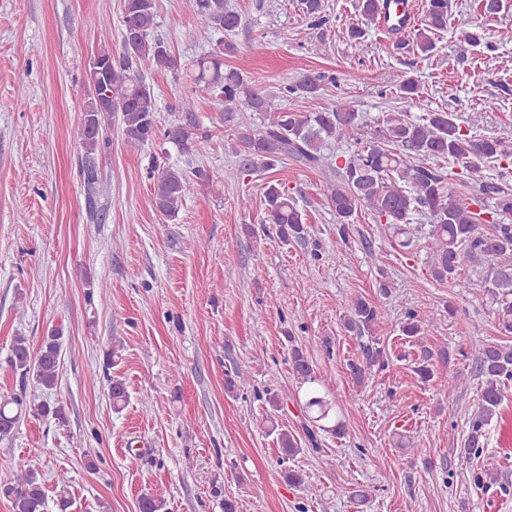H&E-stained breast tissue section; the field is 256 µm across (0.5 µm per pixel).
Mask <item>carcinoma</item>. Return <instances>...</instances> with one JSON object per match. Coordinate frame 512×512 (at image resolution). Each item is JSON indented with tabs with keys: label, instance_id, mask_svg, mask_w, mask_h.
Wrapping results in <instances>:
<instances>
[{
	"label": "carcinoma",
	"instance_id": "1",
	"mask_svg": "<svg viewBox=\"0 0 512 512\" xmlns=\"http://www.w3.org/2000/svg\"><path fill=\"white\" fill-rule=\"evenodd\" d=\"M388 0H359L358 7L366 23L379 20ZM306 16L320 24L325 21L323 0H302ZM184 8L199 16L201 36L231 33L240 17L224 9V0H184ZM156 0H124L123 38L119 54H112V32L101 19L90 21L97 30L100 47L97 57L107 62L97 77L87 76L94 94L83 109V120L92 127L81 133L84 150L82 171L88 204L105 193L98 156L110 148L104 123L112 114L121 121L125 142L134 147L158 140L170 144L182 154H191L198 145L210 140L212 130L225 126L231 131L232 152L239 158L243 172L267 173L291 157L311 169H320L326 178L324 195L342 234H347L358 209L372 215L379 232L391 237L392 246L405 252L412 248L415 235L425 231L428 239L425 263L431 277L454 288H468L460 277L464 262L485 269L486 291L496 304L498 326L512 335V186L506 182L483 180V169H512V143L498 138H477L462 129L451 112L427 111L419 116L409 112H387L379 125L370 129L364 117L348 105L338 103L331 109L296 112L283 101L294 96L318 98L336 77L303 73L279 91L256 90L239 69L224 66V55L236 47L224 39L215 41L212 51L189 62L181 60L161 35L156 20ZM460 38L471 47L492 50L484 30L469 19L457 24ZM448 30V0H427L420 27L399 39L394 49L429 57L435 38ZM185 70L191 77L189 93L179 100L178 118L167 127L159 126L158 106L153 89L144 73ZM398 90L412 105L421 107L418 86L411 78L401 81ZM208 96L222 106L211 126L201 123L196 99ZM261 116V127H253L247 113ZM350 142L352 152L338 164L332 151L339 139ZM153 199L156 211L168 220L175 219L186 198L204 192L212 176L202 167L152 165ZM478 185L479 195L455 190L469 181ZM263 223L272 226L282 242L302 240L309 233L306 211L278 179L263 183ZM381 312L369 301L358 298L344 317V327L358 334L372 335L380 324ZM427 314L411 312L402 326L420 355L415 373L424 381L434 378L435 368L448 364V349L430 347L425 342ZM372 337L366 345L365 364H349L358 384L365 368L385 362L384 351L374 347ZM63 354V336L51 329L38 346L17 336L11 347L9 363L25 380L33 378L46 390L57 386ZM292 375L308 385L300 407L312 423L305 428L314 439L313 428L335 435L344 425L337 418V401L319 388L320 373L297 347L291 351ZM474 376L481 379L478 406L469 422L463 448L464 461L471 464L473 483L483 489L498 483L501 475L498 457L485 449L488 426L505 398L506 385L512 382V343L489 341L479 347ZM109 396L116 409L129 398L125 382L114 378ZM65 422L63 408L47 401L28 403L17 394L0 397V440L13 436L25 414ZM282 459L300 452L296 437L286 430L278 433ZM0 497L11 505V512H73L66 478L59 479L55 496L50 498L39 470V461L26 467L0 473Z\"/></svg>",
	"mask_w": 512,
	"mask_h": 512
}]
</instances>
